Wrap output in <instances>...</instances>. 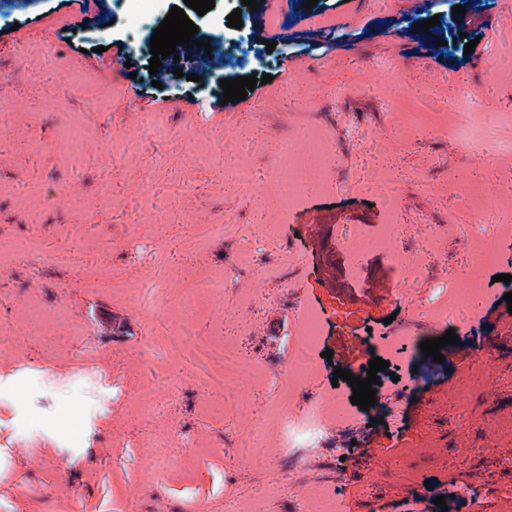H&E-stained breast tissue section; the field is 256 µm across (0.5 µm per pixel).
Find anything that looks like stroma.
Masks as SVG:
<instances>
[{"instance_id": "obj_1", "label": "stroma", "mask_w": 512, "mask_h": 512, "mask_svg": "<svg viewBox=\"0 0 512 512\" xmlns=\"http://www.w3.org/2000/svg\"><path fill=\"white\" fill-rule=\"evenodd\" d=\"M457 5L471 0H284L265 24L289 42L271 52L250 24L228 26L241 0L190 12L208 41L192 59L220 46L271 75L254 118L218 82L190 81V62L163 59L153 87L148 46L114 71L110 46L129 39L115 0H92L89 21L71 0H21L0 22V512H66L73 495L84 512H302L327 487L344 512H512V372L487 358L512 330L495 280L512 275V237L477 272L476 313L445 304L465 258L452 184L484 159L512 171V150L466 149L443 104L492 75L473 111L512 113V5L484 0L466 26ZM435 15L439 28L418 29ZM430 40L446 42L439 58ZM308 133L330 159L326 183L291 206L286 150ZM396 225L406 257L437 243L410 280L356 246ZM412 294L436 317L428 335L454 329L476 359L414 350L415 381L378 373L391 411L368 415L384 430L298 441L289 416L352 395L325 351L399 331ZM308 307L321 329L301 379ZM225 339L242 350L230 382L212 349ZM490 467L505 478L487 482Z\"/></svg>"}]
</instances>
